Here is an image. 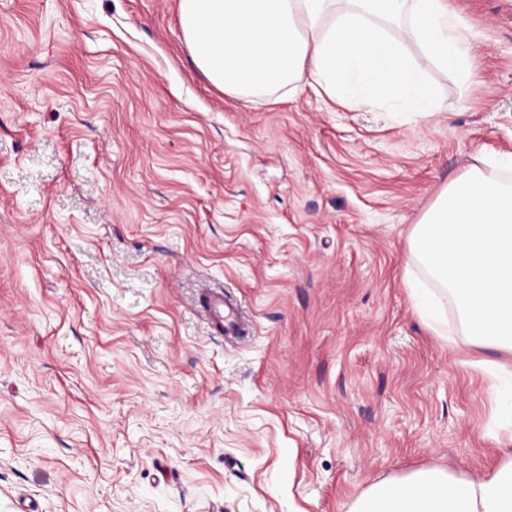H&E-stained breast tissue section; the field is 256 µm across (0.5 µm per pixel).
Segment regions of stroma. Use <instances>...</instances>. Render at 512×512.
Wrapping results in <instances>:
<instances>
[{"mask_svg": "<svg viewBox=\"0 0 512 512\" xmlns=\"http://www.w3.org/2000/svg\"><path fill=\"white\" fill-rule=\"evenodd\" d=\"M447 3L473 67L405 38L419 120L226 97L178 0H0V512H346L495 463L475 348L403 282L439 191L512 155V0ZM205 302L214 329L231 337L245 335L244 319L237 304L227 301L222 294H213Z\"/></svg>", "mask_w": 512, "mask_h": 512, "instance_id": "1", "label": "stroma"}]
</instances>
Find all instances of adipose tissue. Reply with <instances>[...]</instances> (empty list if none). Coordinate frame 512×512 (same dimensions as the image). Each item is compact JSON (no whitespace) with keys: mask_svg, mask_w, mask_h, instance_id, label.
<instances>
[{"mask_svg":"<svg viewBox=\"0 0 512 512\" xmlns=\"http://www.w3.org/2000/svg\"><path fill=\"white\" fill-rule=\"evenodd\" d=\"M179 0L195 67L235 99L313 88L361 107L430 117L437 105L404 44V24L435 65L469 73L467 36L446 0ZM405 284L421 319L448 333L452 302L474 347L512 355V182L471 166L415 224ZM348 512H512V448L484 475L423 468L372 483Z\"/></svg>","mask_w":512,"mask_h":512,"instance_id":"adipose-tissue-1","label":"adipose tissue"}]
</instances>
